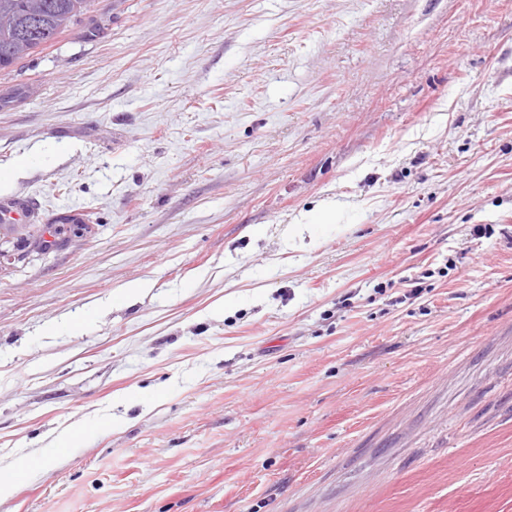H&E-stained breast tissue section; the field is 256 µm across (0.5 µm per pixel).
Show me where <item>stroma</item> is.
<instances>
[{"instance_id": "35a3bbf8", "label": "stroma", "mask_w": 512, "mask_h": 512, "mask_svg": "<svg viewBox=\"0 0 512 512\" xmlns=\"http://www.w3.org/2000/svg\"><path fill=\"white\" fill-rule=\"evenodd\" d=\"M18 195L0 512H512V0H94Z\"/></svg>"}]
</instances>
